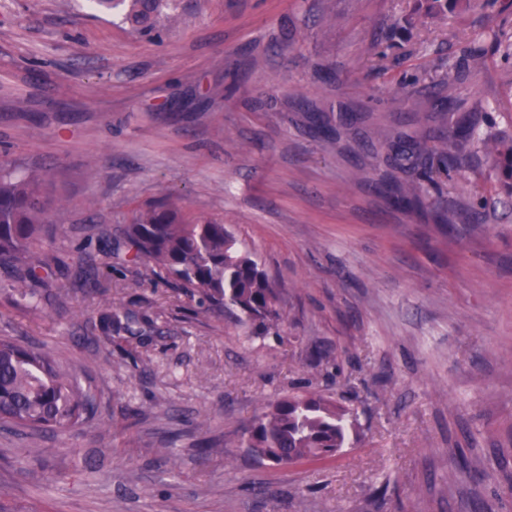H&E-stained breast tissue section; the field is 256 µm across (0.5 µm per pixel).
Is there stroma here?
Instances as JSON below:
<instances>
[{"instance_id": "obj_1", "label": "stroma", "mask_w": 512, "mask_h": 512, "mask_svg": "<svg viewBox=\"0 0 512 512\" xmlns=\"http://www.w3.org/2000/svg\"><path fill=\"white\" fill-rule=\"evenodd\" d=\"M473 21L419 0H179L157 40L92 0H0V166L44 174L47 253L72 265L86 248L107 287L68 271L62 301L24 308L0 270V336L44 348L97 403L72 430L0 424L13 504L370 512L384 484L382 512H512V200L448 228L390 202L405 177L390 143L420 137L414 117L447 95L449 68L476 73L437 125L487 112L512 131V60L468 61ZM160 202L224 223L279 288V333L201 313L127 262L125 224ZM105 299L140 335H86ZM318 346L340 367H310ZM307 386L357 408L352 447L295 468L254 460L245 426ZM33 468L68 480L36 485Z\"/></svg>"}]
</instances>
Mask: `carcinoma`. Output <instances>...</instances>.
Returning a JSON list of instances; mask_svg holds the SVG:
<instances>
[{
    "mask_svg": "<svg viewBox=\"0 0 512 512\" xmlns=\"http://www.w3.org/2000/svg\"><path fill=\"white\" fill-rule=\"evenodd\" d=\"M170 0H94L101 13L123 12L136 32H152ZM498 0H427V11L453 16L460 10L480 15L482 23L471 31L473 43L489 42L493 51L512 59V32L506 20L497 27L486 23V9ZM434 113L424 117L421 141L406 149L396 144L395 159L411 174L398 184L401 202L408 208L421 203L426 186L435 176L460 175L480 154L494 158V192L512 199V137L484 136L480 117L448 121V128L434 131ZM36 173L22 176L0 173V267L11 276L19 302L41 303L42 288H50L64 265L42 250L52 232L47 224L53 200ZM494 202L474 195L448 202L435 212L438 223L479 224ZM128 262L161 271L199 296L201 311L229 313L242 325L267 332L283 322L277 289L244 251L237 239L215 221H190L167 205L137 211L123 229ZM84 286L102 285L93 265L79 259ZM132 312L114 302H104L97 321L88 331L107 340L126 333L137 334ZM90 391L63 369L49 353L26 346L11 336L0 337V422L31 432L82 426L94 412ZM357 409L335 400L322 390L285 395L261 408L246 430L242 444L250 454L276 466L292 467L305 462L327 461L339 456L357 433Z\"/></svg>",
    "mask_w": 512,
    "mask_h": 512,
    "instance_id": "cac0c4a2",
    "label": "carcinoma"
}]
</instances>
